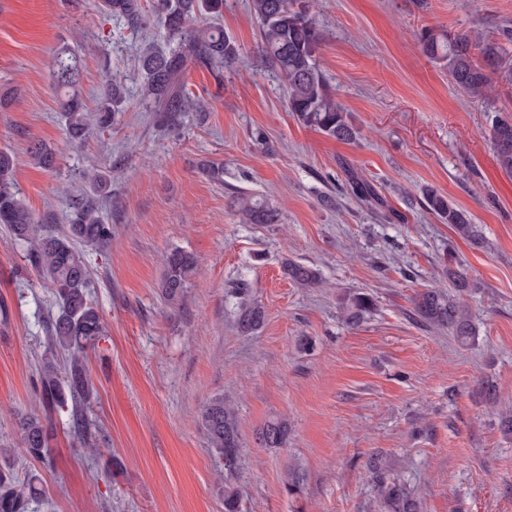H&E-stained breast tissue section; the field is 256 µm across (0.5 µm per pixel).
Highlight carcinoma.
Segmentation results:
<instances>
[{
	"label": "carcinoma",
	"mask_w": 512,
	"mask_h": 512,
	"mask_svg": "<svg viewBox=\"0 0 512 512\" xmlns=\"http://www.w3.org/2000/svg\"><path fill=\"white\" fill-rule=\"evenodd\" d=\"M102 7L122 22L133 34L153 28L164 31L165 47L146 43L136 58L143 75L142 95L173 121L182 112H205L208 104L195 96L185 81L188 65L194 63L223 76L241 55L237 41L218 25L197 24V15L218 13L223 0H103ZM310 0H251L250 11L259 25L257 52L276 72L285 86V103L305 126L339 140L353 142L358 136L345 109L336 102L317 64L322 35L311 15ZM422 53L448 70L451 85L473 98L488 100L495 86H512V58L505 44L512 43V24L493 33L462 31L450 33L426 27L417 36ZM51 82L62 96L61 112L69 141L85 142L98 130L112 125L122 111L127 90L117 80L105 77L95 111H88L80 91L81 65L70 46L61 47L51 70ZM491 140L499 164L512 171V115L497 114L491 125ZM28 154L33 164L45 171L57 166L56 149L43 142H32ZM14 155L0 149V225L21 246L31 266L53 288L58 312L49 319L46 353L38 368L40 400L48 407L70 409L73 426L72 446L89 453L99 452L101 438L88 427L84 409L96 390L86 368L87 349L105 332L103 316L90 299V268L84 246L103 248L112 240V225L97 212L90 197L79 202L69 216V223L56 230L37 218L18 196L14 183ZM345 182L359 201L378 210L384 220L385 203L376 187L350 168H343ZM92 194L109 190L106 176L97 168L83 173ZM231 203L250 224H278L279 210L266 197L238 193ZM424 207L444 224L451 225L473 245L484 244L482 234L473 224L471 214L452 203L435 188L423 192ZM196 267L193 254L171 250L164 259L159 283L167 304L174 306L183 298L189 275ZM285 275L295 284L310 288L320 284L315 268L289 260ZM448 285L452 292L427 288L414 300L420 321L448 328L460 342L474 336L473 326L463 305L462 296L474 287L468 269L459 262L448 264ZM375 308L372 297L349 294L342 299L343 320L354 328ZM266 312L258 303L242 305L238 325L244 332L259 328ZM499 387L490 380L481 383V395L491 408L499 401ZM202 425L211 448L224 460V471L236 470L240 455V437L233 404L217 397L201 413ZM22 450L31 458L47 459L52 452L51 435L44 422L35 415L20 416L15 422ZM288 434L282 421L268 422L259 433L266 448H279ZM369 471L377 485L384 512H419V505L406 488L381 476L378 459L370 462ZM304 482L301 465L288 467V494L297 495ZM40 495L34 481H13L0 472V512H28L30 500ZM224 512H242L239 490L224 484Z\"/></svg>",
	"instance_id": "1"
}]
</instances>
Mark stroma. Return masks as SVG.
Listing matches in <instances>:
<instances>
[{
	"label": "stroma",
	"instance_id": "obj_1",
	"mask_svg": "<svg viewBox=\"0 0 512 512\" xmlns=\"http://www.w3.org/2000/svg\"><path fill=\"white\" fill-rule=\"evenodd\" d=\"M312 11L318 65L360 133L353 143L288 112L282 80L256 51L249 0H224L219 18L239 62L220 80L189 67L188 86L208 109L181 113L172 128L140 95V40L101 0H0V149L14 154L17 193L61 228L89 193L86 168L99 166L112 189L97 203L112 242L88 253L105 323L86 359L97 390L86 418L109 442L95 454L71 446L69 410L40 407L35 396L55 297L0 226V444L17 446L16 416L30 410L52 433L49 459L17 451L10 464L41 490L29 512H224L200 420L217 396L236 406L243 512H380L375 457L421 512H512V437L478 388L494 380L501 409L512 411V173L495 158L489 114H512V89L496 87L488 103L463 95L416 41L426 26L512 23V0H428L424 10L416 0H313ZM72 43L88 106L105 75L129 91L112 126L78 146L50 85L55 52ZM35 140L57 148L55 170L32 165ZM210 163L223 165L222 180L202 173ZM344 164L396 220L347 196L321 205ZM428 186L471 213L483 246L424 209ZM239 189L267 195L281 222L244 223L229 204ZM174 248L199 266L171 307L159 281ZM452 258L475 283L464 298L476 326L466 345L414 315L416 294L447 288ZM288 260L318 269L321 285L291 282ZM358 292L375 309L351 328L340 300ZM245 302L265 309L257 331L237 326ZM273 419L288 426L280 448L258 439ZM292 460L306 474L296 498L286 490Z\"/></svg>",
	"mask_w": 512,
	"mask_h": 512
}]
</instances>
